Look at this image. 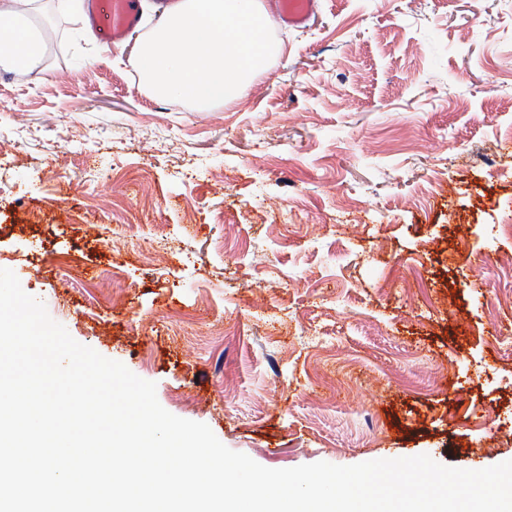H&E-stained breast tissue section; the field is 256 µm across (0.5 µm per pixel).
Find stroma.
Wrapping results in <instances>:
<instances>
[{
    "label": "stroma",
    "instance_id": "1",
    "mask_svg": "<svg viewBox=\"0 0 512 512\" xmlns=\"http://www.w3.org/2000/svg\"><path fill=\"white\" fill-rule=\"evenodd\" d=\"M156 21L0 63V268L265 467L512 460V0H317L204 112Z\"/></svg>",
    "mask_w": 512,
    "mask_h": 512
}]
</instances>
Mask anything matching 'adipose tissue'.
I'll return each instance as SVG.
<instances>
[{"mask_svg": "<svg viewBox=\"0 0 512 512\" xmlns=\"http://www.w3.org/2000/svg\"><path fill=\"white\" fill-rule=\"evenodd\" d=\"M40 0H0V60L31 72L40 69L45 44L34 18Z\"/></svg>", "mask_w": 512, "mask_h": 512, "instance_id": "obj_1", "label": "adipose tissue"}]
</instances>
